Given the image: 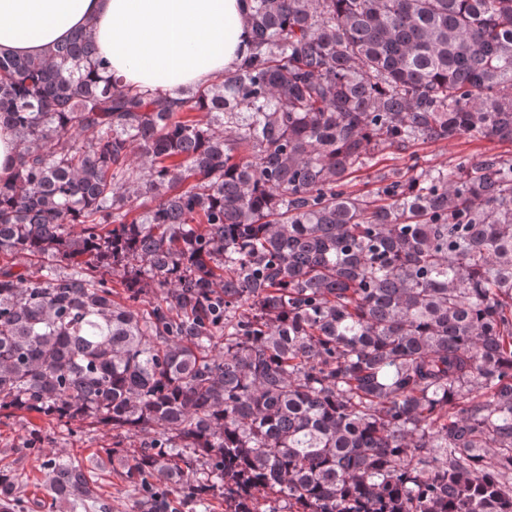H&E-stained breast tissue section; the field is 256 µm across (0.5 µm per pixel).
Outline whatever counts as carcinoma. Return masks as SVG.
I'll return each mask as SVG.
<instances>
[{
  "label": "carcinoma",
  "instance_id": "carcinoma-1",
  "mask_svg": "<svg viewBox=\"0 0 512 512\" xmlns=\"http://www.w3.org/2000/svg\"><path fill=\"white\" fill-rule=\"evenodd\" d=\"M245 2L249 54L179 99L86 30L0 52V256L39 260L0 270V412L111 427L136 512H512V155L349 190L512 143V0ZM43 467L38 508L99 499ZM17 136L8 127H0V178L10 177L17 163ZM487 152L512 154V145L492 144L484 140H473L468 137L450 143L418 144L400 154L398 152L395 154L389 153L388 158L390 159L359 173L360 177L354 182L356 185L353 189L360 190L361 193L372 191L378 186L380 177L392 167H401V164L404 162L403 159H407L410 153L416 154L421 162L428 165L443 166L458 157L479 155Z\"/></svg>",
  "mask_w": 512,
  "mask_h": 512
}]
</instances>
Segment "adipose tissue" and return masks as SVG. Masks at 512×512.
Returning <instances> with one entry per match:
<instances>
[{
  "label": "adipose tissue",
  "instance_id": "adipose-tissue-1",
  "mask_svg": "<svg viewBox=\"0 0 512 512\" xmlns=\"http://www.w3.org/2000/svg\"><path fill=\"white\" fill-rule=\"evenodd\" d=\"M85 25L115 77L173 95L234 70L250 38L243 0H0V51L40 56Z\"/></svg>",
  "mask_w": 512,
  "mask_h": 512
}]
</instances>
